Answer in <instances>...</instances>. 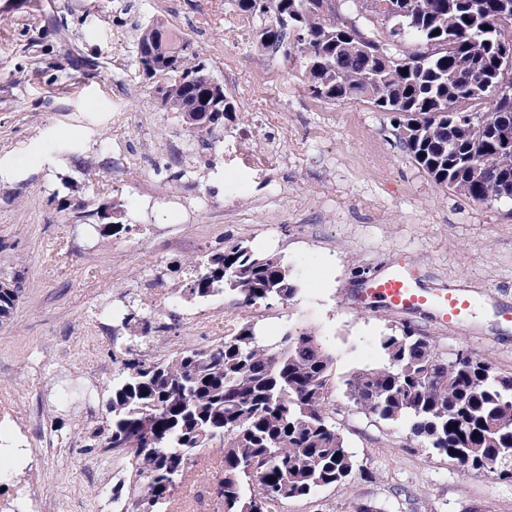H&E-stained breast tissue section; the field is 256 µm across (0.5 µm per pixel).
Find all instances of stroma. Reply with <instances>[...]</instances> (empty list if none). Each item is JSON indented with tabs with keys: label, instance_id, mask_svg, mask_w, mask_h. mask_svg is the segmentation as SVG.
Here are the masks:
<instances>
[{
	"label": "stroma",
	"instance_id": "obj_1",
	"mask_svg": "<svg viewBox=\"0 0 512 512\" xmlns=\"http://www.w3.org/2000/svg\"><path fill=\"white\" fill-rule=\"evenodd\" d=\"M160 21L190 41L235 106L192 136L136 63ZM227 0H0V277L21 296L0 318V500L30 468L37 496L17 512H140L133 452L97 448L125 361H162L253 324L267 345L312 333L330 354L329 408L356 467L343 486L281 512H512V479L437 454L408 422L360 410L347 381L384 359L381 336L408 328L446 359L465 352L512 375V201L478 203L438 185L399 146L389 117L359 100L312 98L295 60L252 46ZM183 156H174L172 145ZM124 174L112 177V162ZM112 208L126 229L85 241L72 213ZM288 262L296 292L243 305L193 296V262L228 242ZM406 257L421 287L476 301L453 329L429 312L360 300ZM153 331L133 340L127 313ZM166 332H159V325ZM219 448L197 453L165 512H224Z\"/></svg>",
	"mask_w": 512,
	"mask_h": 512
}]
</instances>
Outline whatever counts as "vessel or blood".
<instances>
[{
    "label": "vessel or blood",
    "mask_w": 512,
    "mask_h": 512,
    "mask_svg": "<svg viewBox=\"0 0 512 512\" xmlns=\"http://www.w3.org/2000/svg\"><path fill=\"white\" fill-rule=\"evenodd\" d=\"M363 299L376 300L390 311L402 314L413 309L432 311L440 327L454 328L466 321L473 307V297L460 288H418L405 268H396L372 281Z\"/></svg>",
    "instance_id": "1"
}]
</instances>
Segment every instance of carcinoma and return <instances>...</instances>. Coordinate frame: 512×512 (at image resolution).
Wrapping results in <instances>:
<instances>
[{"label":"carcinoma","mask_w":512,"mask_h":512,"mask_svg":"<svg viewBox=\"0 0 512 512\" xmlns=\"http://www.w3.org/2000/svg\"><path fill=\"white\" fill-rule=\"evenodd\" d=\"M254 29L253 47L296 57L301 81L323 101L360 99L396 122L411 159L434 181L475 202L505 199L512 147L499 144L512 118V0H229ZM136 61L162 106L191 134L224 126L235 111L217 99L206 65L191 43L156 21L136 41ZM408 74H403V71ZM492 99L487 112L472 110ZM210 114L196 127L191 117ZM246 305L280 299L296 288L279 257L230 244L211 254L190 292L206 297L224 286ZM21 292L0 285V318ZM386 363L359 372L348 393L384 421L405 420L439 454L473 470L495 471L512 458V376L480 360H446L427 337L406 329L380 338ZM331 357L306 332L284 334L272 347L245 325L206 348L188 346L163 362L133 360L112 384L109 419L95 433L100 448L134 450L133 491L144 502L168 496L201 448L220 445L224 512H275L344 483L354 468L344 437L331 423L326 385Z\"/></svg>","instance_id":"carcinoma-1"}]
</instances>
